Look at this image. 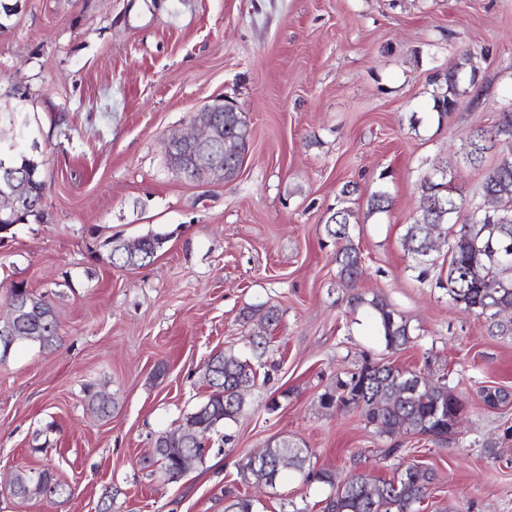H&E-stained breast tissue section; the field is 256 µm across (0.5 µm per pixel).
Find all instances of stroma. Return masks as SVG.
Here are the masks:
<instances>
[{
	"label": "stroma",
	"mask_w": 512,
	"mask_h": 512,
	"mask_svg": "<svg viewBox=\"0 0 512 512\" xmlns=\"http://www.w3.org/2000/svg\"><path fill=\"white\" fill-rule=\"evenodd\" d=\"M0 11V151L38 164L39 213L0 246V308L12 283L55 306L49 349L16 344L0 362V512H224L233 496L260 512H323L322 484L241 483L267 442L306 449L311 470L391 479L399 462L432 472L422 512H512V336L419 280L402 242L420 184L450 167L469 194L487 169L460 156L473 130L512 110V0H5ZM470 51L479 82L447 115L431 75ZM234 103L251 139L228 182L190 181L168 138L214 99ZM359 186L351 236L363 253L359 293L401 310L417 335L386 350L352 311L327 246L328 209ZM388 212L365 215L377 188ZM168 232L141 268L113 266L100 242ZM276 307L261 369L232 426L202 464L164 483L146 463L159 433L205 400L216 351L248 352L249 307ZM452 388L463 421L444 438L387 436L319 396L363 356ZM115 400L92 413L93 393ZM277 410H268L270 399ZM399 446L396 457L385 456ZM51 471L70 494L10 493L16 470Z\"/></svg>",
	"instance_id": "stroma-1"
}]
</instances>
